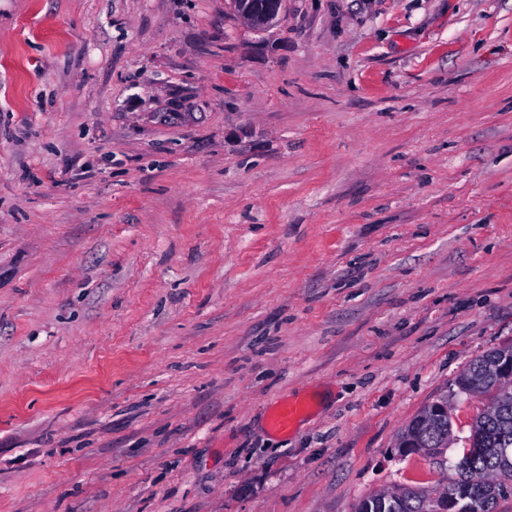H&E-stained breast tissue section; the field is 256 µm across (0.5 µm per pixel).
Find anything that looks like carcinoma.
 I'll return each instance as SVG.
<instances>
[{
    "label": "carcinoma",
    "mask_w": 512,
    "mask_h": 512,
    "mask_svg": "<svg viewBox=\"0 0 512 512\" xmlns=\"http://www.w3.org/2000/svg\"><path fill=\"white\" fill-rule=\"evenodd\" d=\"M512 345L490 349L469 362L455 379L457 393L483 396L487 404L470 425L464 455L471 456L468 472H455L444 491L431 497L418 486L396 488L406 512H436L447 492L456 501L454 512H500V503L512 495V381L500 383L496 365ZM419 431L430 448L448 447L453 432L452 413L432 416L423 409L405 427L401 436Z\"/></svg>",
    "instance_id": "1"
}]
</instances>
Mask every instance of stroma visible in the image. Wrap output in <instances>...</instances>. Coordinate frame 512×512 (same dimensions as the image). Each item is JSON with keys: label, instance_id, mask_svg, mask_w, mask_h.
Wrapping results in <instances>:
<instances>
[{"label": "stroma", "instance_id": "stroma-1", "mask_svg": "<svg viewBox=\"0 0 512 512\" xmlns=\"http://www.w3.org/2000/svg\"><path fill=\"white\" fill-rule=\"evenodd\" d=\"M510 343L512 0H0V512L441 487ZM310 401L306 399H286L278 402L269 414L271 429L280 434H288L309 412ZM429 405L417 414L410 423L405 427L401 433L400 438L410 435L412 432L418 430L422 439L426 442L429 448L427 451L431 460L436 461L441 465L445 464V456L443 448H448V433L452 434V442L455 440L453 432V417L451 410L448 408L447 400H436L433 403V409L438 412H446L442 417L435 418L432 416L428 409Z\"/></svg>", "mask_w": 512, "mask_h": 512}]
</instances>
